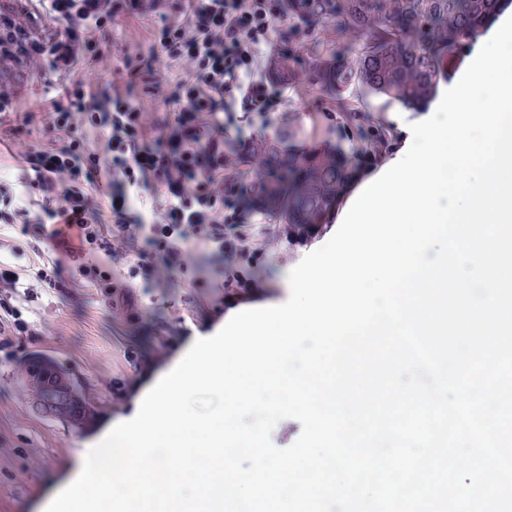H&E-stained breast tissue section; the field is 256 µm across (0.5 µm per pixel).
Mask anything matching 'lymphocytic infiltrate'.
<instances>
[{
  "label": "lymphocytic infiltrate",
  "mask_w": 512,
  "mask_h": 512,
  "mask_svg": "<svg viewBox=\"0 0 512 512\" xmlns=\"http://www.w3.org/2000/svg\"><path fill=\"white\" fill-rule=\"evenodd\" d=\"M165 5L43 0L44 13L9 12L21 47L0 50V112L19 97L25 71L48 67L65 84L41 118L46 143L20 153L23 187L0 183V223L54 225L72 276L102 288L140 274L194 287L196 256L217 258L208 285L231 303L259 288L248 269L271 242L250 232L233 202L236 162L251 143L225 141L238 120L267 116L279 102L261 58L286 15L282 0H187L154 34V50L180 73L152 79L169 107L152 120L127 94L88 88L82 73L106 61L96 32ZM134 190L151 200L147 217L132 213ZM139 238L146 247L137 252Z\"/></svg>",
  "instance_id": "1"
}]
</instances>
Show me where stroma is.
<instances>
[{
  "instance_id": "1",
  "label": "stroma",
  "mask_w": 512,
  "mask_h": 512,
  "mask_svg": "<svg viewBox=\"0 0 512 512\" xmlns=\"http://www.w3.org/2000/svg\"><path fill=\"white\" fill-rule=\"evenodd\" d=\"M167 14L147 18H117L99 37L108 58L104 72H89L93 90H131L134 101L150 117L166 112L162 98L150 97L129 70L139 65L166 75L165 61L152 52L156 30ZM63 81L55 74H27L22 95L0 112V181L23 179L19 151L38 147L44 140L39 112ZM344 108L327 96L298 82L283 86L277 108L267 118L252 117L230 139L267 140L282 151L331 146L349 154L350 172L372 168L361 142L385 137L384 160L401 148L397 114L407 119L418 113L384 95L356 88L344 92ZM320 238L303 246L274 242L254 266L265 283L247 300L256 309L286 302L288 274L305 255L317 249ZM65 252L39 241L33 227L0 224V260L27 275L66 261ZM129 298L105 297L102 288L64 275L58 287L37 288L13 295L11 304L28 327L0 348V512H45L52 498L82 469L88 451L112 426L132 419L143 396L185 356L192 344L215 335L228 318L222 294L212 288H164L152 280H133ZM48 360L70 379L89 415L81 424L42 413L33 404L28 373L34 363ZM123 399H116V392Z\"/></svg>"
}]
</instances>
